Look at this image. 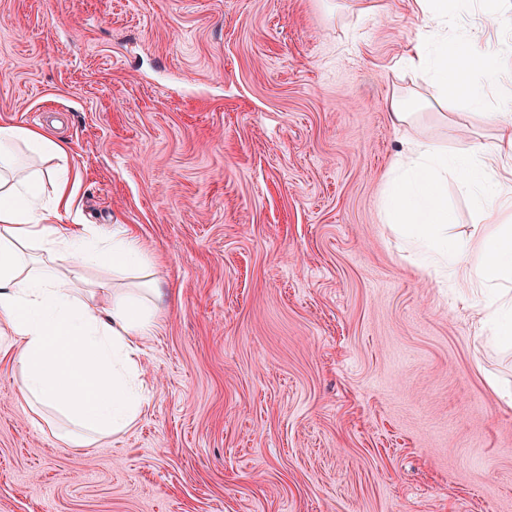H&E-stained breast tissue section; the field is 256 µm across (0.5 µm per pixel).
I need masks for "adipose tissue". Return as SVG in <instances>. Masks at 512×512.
Listing matches in <instances>:
<instances>
[{
	"label": "adipose tissue",
	"mask_w": 512,
	"mask_h": 512,
	"mask_svg": "<svg viewBox=\"0 0 512 512\" xmlns=\"http://www.w3.org/2000/svg\"><path fill=\"white\" fill-rule=\"evenodd\" d=\"M411 66H432L440 97L456 89L481 105L489 82L512 101V67L463 39L430 46L426 35L408 54ZM497 128L488 145L442 149L411 139L391 166L383 191L384 223L413 244L435 245L434 273L452 267L463 295L489 288L483 310L495 326L492 346L512 335V112L488 115ZM66 159L69 146L32 128L0 126V335L19 348L22 392L39 408L66 417L74 428L68 445L87 448L97 436L125 432L144 399L135 358L154 335L165 293L145 244L120 231L111 242L88 230L64 233L54 221L68 209L67 180L45 184L24 166L22 153ZM476 201L481 227L464 245L448 230V180ZM45 257L28 256L31 248ZM468 251L469 264L457 261ZM109 267L112 280L85 287L83 269Z\"/></svg>",
	"instance_id": "1"
}]
</instances>
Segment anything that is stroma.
<instances>
[{"mask_svg":"<svg viewBox=\"0 0 512 512\" xmlns=\"http://www.w3.org/2000/svg\"><path fill=\"white\" fill-rule=\"evenodd\" d=\"M453 8L434 41L512 55ZM413 0H0V125L66 141L60 223L152 252L135 424L75 449L0 359V512H512V350L380 200L409 136L492 142L404 58Z\"/></svg>","mask_w":512,"mask_h":512,"instance_id":"1","label":"stroma"}]
</instances>
